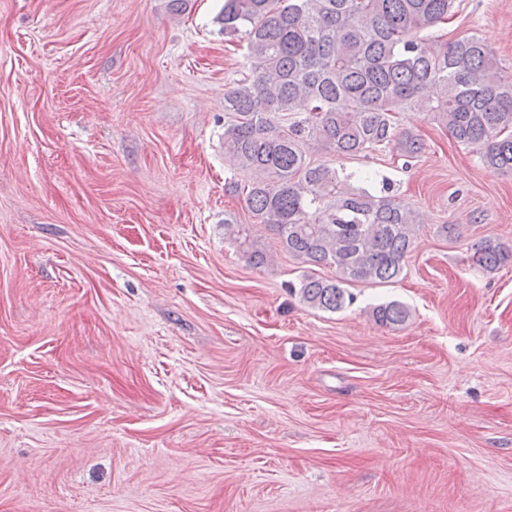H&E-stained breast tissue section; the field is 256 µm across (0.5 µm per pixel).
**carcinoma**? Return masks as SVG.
Here are the masks:
<instances>
[{"instance_id":"1","label":"carcinoma","mask_w":512,"mask_h":512,"mask_svg":"<svg viewBox=\"0 0 512 512\" xmlns=\"http://www.w3.org/2000/svg\"><path fill=\"white\" fill-rule=\"evenodd\" d=\"M455 9L456 0H224L218 21L242 43L248 70L224 89V159L252 176L225 190L245 194L288 254L336 269L334 281L301 279L300 300L311 308L351 304L350 283L394 282L418 223L390 183L378 194L352 185L307 157L311 143L334 156L392 149L409 162L424 143L398 114L426 111L486 166L512 169V78L492 48L475 35L440 47L424 38ZM224 230L249 265L268 264L252 225L226 213ZM472 260L492 272L512 251L487 240ZM373 317L399 325L409 310L390 302Z\"/></svg>"}]
</instances>
